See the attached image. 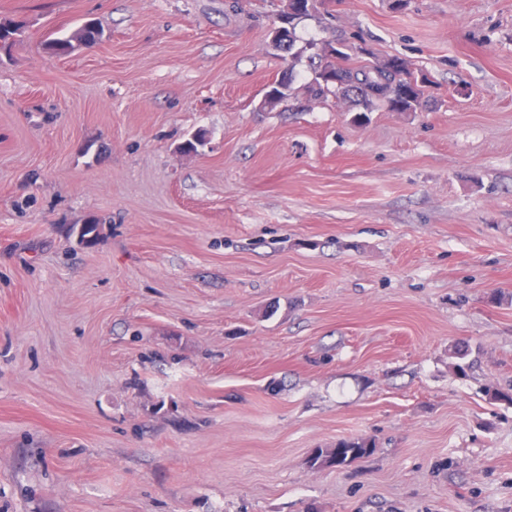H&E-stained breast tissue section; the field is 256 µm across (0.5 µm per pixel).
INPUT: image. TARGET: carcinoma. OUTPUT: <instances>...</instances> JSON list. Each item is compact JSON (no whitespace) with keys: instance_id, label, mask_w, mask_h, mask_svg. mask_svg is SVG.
Returning a JSON list of instances; mask_svg holds the SVG:
<instances>
[{"instance_id":"cac0c4a2","label":"carcinoma","mask_w":512,"mask_h":512,"mask_svg":"<svg viewBox=\"0 0 512 512\" xmlns=\"http://www.w3.org/2000/svg\"><path fill=\"white\" fill-rule=\"evenodd\" d=\"M336 0H287L279 15L294 13L297 20L313 16L318 6H330ZM101 37V30L94 22H87L71 37L48 43V49L57 55H66L77 46H92ZM295 28L288 29V88L275 90L267 105H285L292 112L306 108V103L326 99L329 95L351 104L358 112L373 111L383 103L392 112H416L425 105L426 81L418 76L404 58L393 55L376 59L368 49L352 46L348 38L338 36L332 41L318 44L314 41L295 48ZM308 54L313 67V77L304 87L306 101L299 100L293 90L294 64ZM376 448L371 438H343L332 448L317 451L311 459L317 468L346 467L370 456Z\"/></svg>"}]
</instances>
